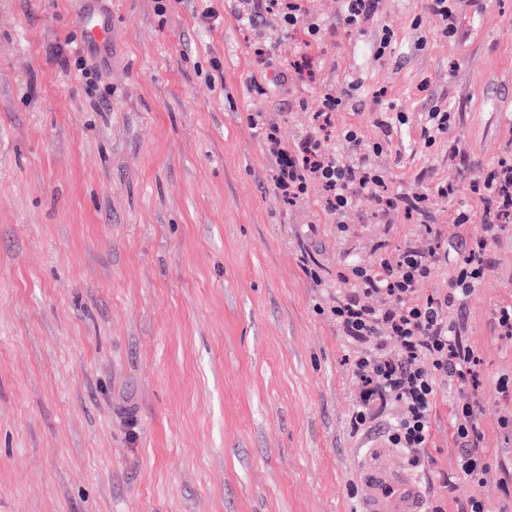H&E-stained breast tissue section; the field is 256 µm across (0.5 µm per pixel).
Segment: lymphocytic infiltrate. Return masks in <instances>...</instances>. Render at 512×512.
<instances>
[{
    "instance_id": "f902f5d3",
    "label": "lymphocytic infiltrate",
    "mask_w": 512,
    "mask_h": 512,
    "mask_svg": "<svg viewBox=\"0 0 512 512\" xmlns=\"http://www.w3.org/2000/svg\"><path fill=\"white\" fill-rule=\"evenodd\" d=\"M263 136L277 158L275 186L284 200L305 195L317 183L326 192L324 209L338 217L363 194L370 195L384 216L399 211L408 215L425 212L426 193L416 188L389 190L375 163L384 149L382 142L366 144L355 130H344L343 140L358 153L356 162L350 163L329 153L312 132L292 151L281 147L273 129H265ZM469 189L484 199V211L477 218L466 208H457L451 214L452 223L463 227L478 220L492 230L512 219V152L503 153L489 171L471 180ZM487 247L486 238L471 239L456 253L455 274L447 293L428 296L419 303L411 302L410 297L416 284L431 276L434 250L414 243L391 260L386 256V243L378 242L372 247L370 264H351L340 273L352 296L332 308L337 326L353 340L375 342L354 364L355 374L364 383L352 417L354 429L366 427L379 408L394 400L403 404L404 413L389 429V443L411 450L427 447L438 381L464 378L474 358L459 322L452 320L450 313L462 308L482 279ZM390 342L398 346L399 357L385 353ZM471 418L472 409L467 405L454 414V437L461 450V473L466 477L484 467L481 439Z\"/></svg>"
}]
</instances>
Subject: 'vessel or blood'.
<instances>
[{"mask_svg":"<svg viewBox=\"0 0 512 512\" xmlns=\"http://www.w3.org/2000/svg\"><path fill=\"white\" fill-rule=\"evenodd\" d=\"M88 44L107 48L110 44L111 28L96 14L82 17ZM359 474L366 495L357 505L358 512H425L423 495L399 461L388 466L378 465L373 457H366Z\"/></svg>","mask_w":512,"mask_h":512,"instance_id":"vessel-or-blood-1","label":"vessel or blood"}]
</instances>
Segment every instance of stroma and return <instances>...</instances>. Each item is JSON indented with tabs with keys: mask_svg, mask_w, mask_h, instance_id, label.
<instances>
[{
	"mask_svg": "<svg viewBox=\"0 0 512 512\" xmlns=\"http://www.w3.org/2000/svg\"><path fill=\"white\" fill-rule=\"evenodd\" d=\"M305 5L311 42L265 0L248 20L238 0H0V512H352L358 463L402 407L353 430L361 346L328 309L343 267L380 240L398 254L418 221L364 196L341 231L320 187L278 195L250 118L292 148L327 96L342 102L329 151L356 128L385 141L391 190L430 191L439 247L415 299L447 291L458 233L489 239L462 309L475 361L439 382L431 442L403 461L429 506L512 512V335L495 321L512 307V224L448 221L482 212L468 185L512 151V0H458L450 35L429 0H378L359 30L341 0ZM87 7L112 18L91 88L62 64ZM435 106L455 115L457 156L423 144ZM463 404L488 462L470 479L452 435Z\"/></svg>",
	"mask_w": 512,
	"mask_h": 512,
	"instance_id": "stroma-1",
	"label": "stroma"
}]
</instances>
